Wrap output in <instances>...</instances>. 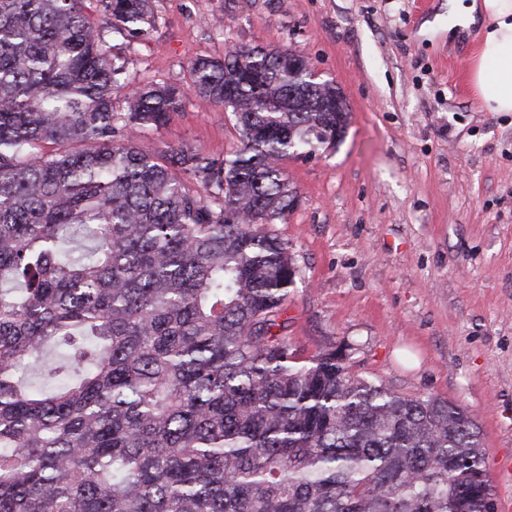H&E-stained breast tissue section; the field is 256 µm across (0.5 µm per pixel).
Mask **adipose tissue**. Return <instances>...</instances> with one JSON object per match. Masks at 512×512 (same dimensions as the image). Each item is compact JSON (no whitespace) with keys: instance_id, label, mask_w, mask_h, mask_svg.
I'll return each instance as SVG.
<instances>
[{"instance_id":"obj_1","label":"adipose tissue","mask_w":512,"mask_h":512,"mask_svg":"<svg viewBox=\"0 0 512 512\" xmlns=\"http://www.w3.org/2000/svg\"><path fill=\"white\" fill-rule=\"evenodd\" d=\"M485 23L470 65V80L485 109L512 112V0H450L449 28Z\"/></svg>"}]
</instances>
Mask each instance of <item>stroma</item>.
I'll return each mask as SVG.
<instances>
[{
	"instance_id": "stroma-1",
	"label": "stroma",
	"mask_w": 512,
	"mask_h": 512,
	"mask_svg": "<svg viewBox=\"0 0 512 512\" xmlns=\"http://www.w3.org/2000/svg\"><path fill=\"white\" fill-rule=\"evenodd\" d=\"M156 22L104 37L127 89L190 80L199 57L270 46L307 58L348 105L343 140L282 167L300 202L274 229L297 269L285 331L300 358L347 348L358 375L466 407L512 498V112L469 80L478 26L448 38V0H154ZM149 143L216 160L229 111L188 98Z\"/></svg>"
}]
</instances>
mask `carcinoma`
Instances as JSON below:
<instances>
[{"label": "carcinoma", "mask_w": 512, "mask_h": 512, "mask_svg": "<svg viewBox=\"0 0 512 512\" xmlns=\"http://www.w3.org/2000/svg\"><path fill=\"white\" fill-rule=\"evenodd\" d=\"M84 2L0 0V512H497L467 408L283 334L281 163L342 141L335 83L238 49L117 112ZM96 2L121 36L155 21L152 0ZM190 93L230 110L238 150L131 142Z\"/></svg>", "instance_id": "obj_1"}]
</instances>
